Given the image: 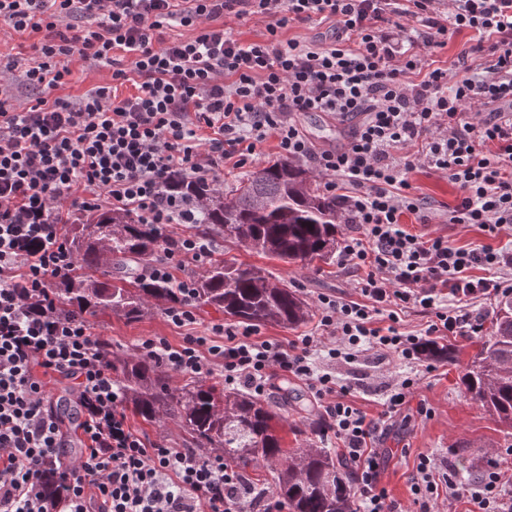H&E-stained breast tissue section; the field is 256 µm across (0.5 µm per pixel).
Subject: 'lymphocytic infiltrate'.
I'll use <instances>...</instances> for the list:
<instances>
[{"label":"lymphocytic infiltrate","instance_id":"f902f5d3","mask_svg":"<svg viewBox=\"0 0 512 512\" xmlns=\"http://www.w3.org/2000/svg\"><path fill=\"white\" fill-rule=\"evenodd\" d=\"M0 0V21L15 31H51L34 47L25 83L63 86L72 55L113 65L112 83L81 97L41 98L28 108L0 105V512H283L269 488L219 455L171 448L133 430L112 373L110 344L84 315L54 295L76 268L62 201L112 207L166 228L197 223L194 205L171 191V175L212 183L224 161L245 166L268 139L281 155L308 162L337 194L354 233L337 263L358 272V299L320 297L319 334L289 343L260 339L252 327L211 324L173 344L142 342L143 354L179 375L221 373L226 388L262 397L274 375L298 379L325 404V423L351 483L354 512H398L381 483L374 441L408 405L416 364L435 339L481 335L482 315L448 308L512 294V240L499 249L458 247L405 229L404 214L428 223L409 172H446L460 194L452 224L491 235L512 225V0ZM267 18L263 40L243 43L217 20ZM410 18L411 26L401 25ZM82 19L73 33L68 19ZM336 23L329 44L282 40L291 22ZM168 24L184 32L156 43ZM466 31L475 45L456 72L419 58ZM135 81L136 91L117 94ZM358 118L340 148L317 147L298 114ZM217 249L201 233L171 238L150 278L173 283L182 300L164 311L177 328L195 323V270ZM425 328L399 330L407 312ZM403 362L377 416L357 408L351 389L324 359ZM65 380L82 412L78 463L64 465V422L48 391ZM60 496H45L47 474ZM466 500L467 512H512V489L497 464L473 483L441 475L420 458L411 491L420 512H434L440 488Z\"/></svg>","mask_w":512,"mask_h":512}]
</instances>
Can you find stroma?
Instances as JSON below:
<instances>
[{
  "instance_id": "1",
  "label": "stroma",
  "mask_w": 512,
  "mask_h": 512,
  "mask_svg": "<svg viewBox=\"0 0 512 512\" xmlns=\"http://www.w3.org/2000/svg\"><path fill=\"white\" fill-rule=\"evenodd\" d=\"M68 67L71 71L68 83L46 90V97L76 98L112 81L111 66L78 55L69 58ZM299 121L320 147L346 143L351 130L350 124L338 123L321 112L300 115ZM407 178L413 193L421 199L425 214L430 217L429 223L423 224L416 215H405L403 223L411 232L442 236L463 248L496 249L507 242L508 236L504 233L494 238L475 224L447 223L448 208L455 203L459 190L446 175L419 168L408 173ZM216 257L237 265L265 268L288 288L297 290L313 308L317 307L319 296L347 299L355 294V274L335 264L287 263L222 241L217 244ZM89 321L94 332L111 344L116 357L138 354L142 341L155 336L166 337L173 344L179 343L183 336L182 331L169 325L162 311L156 309L135 320L100 312L91 315ZM482 343L479 336L469 341L450 339L452 360L438 361L436 371L422 377L412 397L413 408L394 418L387 432L376 440L377 447L390 451L381 467L382 483L403 512H412L414 507L411 478L423 455L437 458L441 467H453L469 482L475 481L492 461L512 477V429L499 425L471 399L461 383L468 363ZM400 371V364L385 366L371 360L336 365V376L352 387L356 406L371 416L380 411V401L389 393ZM265 399L273 404L278 414V435L283 447L302 448L314 440L325 447H335L332 434L324 430L321 401L314 399L302 382L271 379ZM419 403L428 408V415L416 412L415 406Z\"/></svg>"
}]
</instances>
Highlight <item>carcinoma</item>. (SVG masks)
I'll return each mask as SVG.
<instances>
[{"instance_id":"obj_1","label":"carcinoma","mask_w":512,"mask_h":512,"mask_svg":"<svg viewBox=\"0 0 512 512\" xmlns=\"http://www.w3.org/2000/svg\"><path fill=\"white\" fill-rule=\"evenodd\" d=\"M169 188L193 199L200 231L246 244L283 261L331 260L336 247V196L316 184L294 161L267 162L245 173L229 191L174 174ZM163 236L132 213L108 207L80 213L70 229L78 271L64 289L76 312L109 310L137 318L181 298L172 283L139 272L154 261ZM196 302L252 325L296 326L311 309L296 292L256 266H210L198 279ZM126 404L147 423L174 419L198 448L224 454L243 469L276 473L274 491L289 512H349L350 487L331 449L290 452L274 434L272 406L242 391H219L197 381L179 390L154 360L127 356L112 361ZM466 392L495 420L512 428V295L494 310L492 332L462 376Z\"/></svg>"}]
</instances>
